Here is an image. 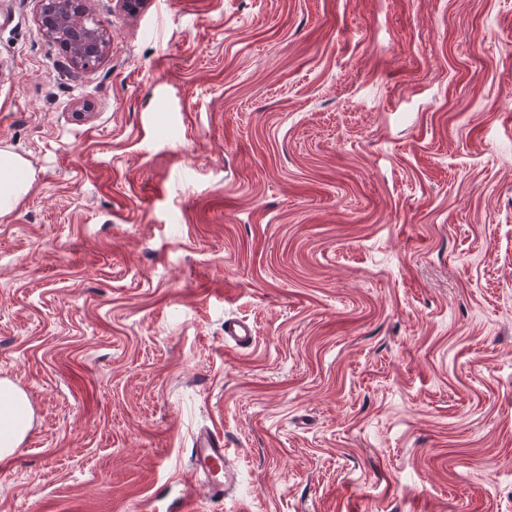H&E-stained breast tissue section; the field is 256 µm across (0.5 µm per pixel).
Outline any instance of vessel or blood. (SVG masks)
<instances>
[{
    "mask_svg": "<svg viewBox=\"0 0 512 512\" xmlns=\"http://www.w3.org/2000/svg\"><path fill=\"white\" fill-rule=\"evenodd\" d=\"M253 339L250 325L242 320L228 319L224 322V340L242 349ZM190 468L184 476L185 484L204 480L211 492L226 493L237 481L235 470L227 468L224 434L216 429H203L196 433L190 448Z\"/></svg>",
    "mask_w": 512,
    "mask_h": 512,
    "instance_id": "vessel-or-blood-1",
    "label": "vessel or blood"
}]
</instances>
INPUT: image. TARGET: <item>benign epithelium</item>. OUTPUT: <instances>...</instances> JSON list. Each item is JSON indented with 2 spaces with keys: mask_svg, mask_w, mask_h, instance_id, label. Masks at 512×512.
Returning <instances> with one entry per match:
<instances>
[{
  "mask_svg": "<svg viewBox=\"0 0 512 512\" xmlns=\"http://www.w3.org/2000/svg\"><path fill=\"white\" fill-rule=\"evenodd\" d=\"M38 20L45 37L62 45L71 63L82 66L86 55L103 57L107 41L103 24L89 15V0H37Z\"/></svg>",
  "mask_w": 512,
  "mask_h": 512,
  "instance_id": "benign-epithelium-1",
  "label": "benign epithelium"
}]
</instances>
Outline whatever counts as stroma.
Returning <instances> with one entry per match:
<instances>
[{
    "instance_id": "obj_1",
    "label": "stroma",
    "mask_w": 512,
    "mask_h": 512,
    "mask_svg": "<svg viewBox=\"0 0 512 512\" xmlns=\"http://www.w3.org/2000/svg\"><path fill=\"white\" fill-rule=\"evenodd\" d=\"M0 0V512H512V0ZM254 328L224 344V321ZM37 3L38 20L44 36L63 45L74 66L81 67L85 55L103 58L107 49L105 32L103 24L89 15V0H37ZM86 23L94 24V27L89 28ZM68 25L84 29L78 32L77 39L70 46L64 41ZM3 176L7 179L3 180ZM29 186L27 162L18 154L0 148V213L11 211ZM27 412L23 398L7 397L0 392V459L14 450L26 426ZM189 459L190 468L184 476L186 485H193L197 479L203 478L212 493L225 495L237 481L236 471L227 466L224 433L215 428L196 433ZM220 471L221 474L217 476Z\"/></svg>"
}]
</instances>
